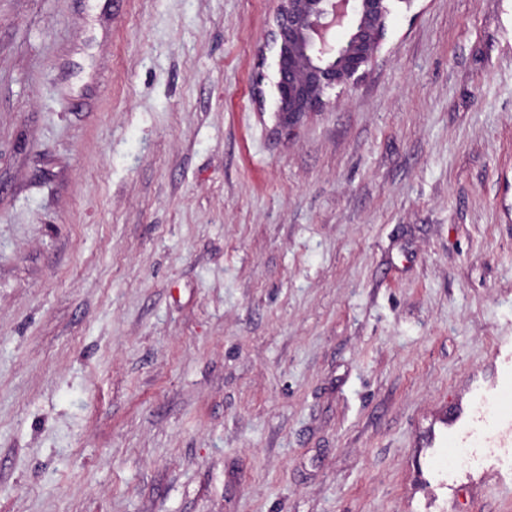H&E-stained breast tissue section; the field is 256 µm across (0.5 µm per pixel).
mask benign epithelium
<instances>
[{"label":"benign epithelium","instance_id":"obj_1","mask_svg":"<svg viewBox=\"0 0 512 512\" xmlns=\"http://www.w3.org/2000/svg\"><path fill=\"white\" fill-rule=\"evenodd\" d=\"M276 117L286 129L321 109L327 88L349 84L374 57L390 0H278Z\"/></svg>","mask_w":512,"mask_h":512}]
</instances>
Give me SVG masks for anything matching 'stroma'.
<instances>
[{
    "label": "stroma",
    "mask_w": 512,
    "mask_h": 512,
    "mask_svg": "<svg viewBox=\"0 0 512 512\" xmlns=\"http://www.w3.org/2000/svg\"><path fill=\"white\" fill-rule=\"evenodd\" d=\"M276 6L0 0V512H419L420 427L496 380L512 0H391L290 130Z\"/></svg>",
    "instance_id": "1"
}]
</instances>
